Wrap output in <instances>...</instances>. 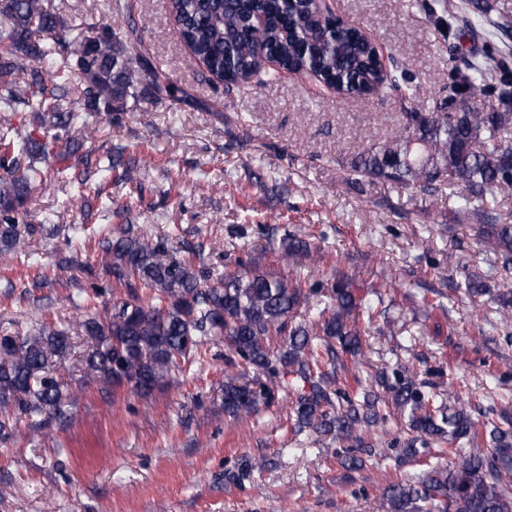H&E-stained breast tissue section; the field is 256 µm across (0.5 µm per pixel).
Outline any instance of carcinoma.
I'll use <instances>...</instances> for the list:
<instances>
[{
    "mask_svg": "<svg viewBox=\"0 0 512 512\" xmlns=\"http://www.w3.org/2000/svg\"><path fill=\"white\" fill-rule=\"evenodd\" d=\"M183 41L210 74L232 85L259 73L263 59L276 58L289 70L308 69L320 80L354 97L399 92L411 100L412 79L390 77L370 38L344 22L326 32L311 19L309 0H169ZM63 19L49 0H0V108L32 114L38 129L56 131L51 141L0 127V260L26 247L43 227L21 223L31 195L45 185L39 163L51 156L68 183L85 191L92 172L106 178L116 170L130 181L138 175L124 151L98 154L94 141L101 117L127 111L142 92L161 102L181 89L149 65L137 41L112 27L96 28L71 50L62 36ZM29 69V80L16 75ZM79 93L82 106L65 99ZM466 93L497 96L503 110L481 112L466 106L403 113V131L377 140L348 165L357 184L381 181L397 188L432 192L446 186L457 194V215L477 217L479 234L493 246L496 263L512 270V223L486 208L512 197V143L499 134L512 129V80L508 64L494 55L457 70L447 99ZM94 242L104 272L123 297L102 314L82 322L93 341L84 373L106 386L147 394L207 336H222L229 350L252 370L248 381L224 382V412L239 416L269 407L280 393L294 397L293 431L310 428L345 444L340 463L348 471L376 453L366 433L393 421L409 434L396 449L394 465L420 462L434 446H450L448 465L431 466L416 480L400 479L382 493V512H512V416L479 419L454 384L434 390L407 366L369 380L349 373L358 363L362 337L386 319L384 294L364 289L353 275L326 280L311 273L288 278L261 268L260 260L240 262L216 281L190 259L165 261V242L153 241L133 224H117ZM295 262L311 255V242L290 233L280 242ZM471 300L492 294L496 325L512 327V287L491 290L478 275L464 282ZM303 307L317 319L296 321ZM68 347L49 323L17 336H0V433L11 418L64 421L77 395L57 379L52 357ZM264 466L243 460L226 475L242 484Z\"/></svg>",
    "mask_w": 512,
    "mask_h": 512,
    "instance_id": "cac0c4a2",
    "label": "carcinoma"
}]
</instances>
